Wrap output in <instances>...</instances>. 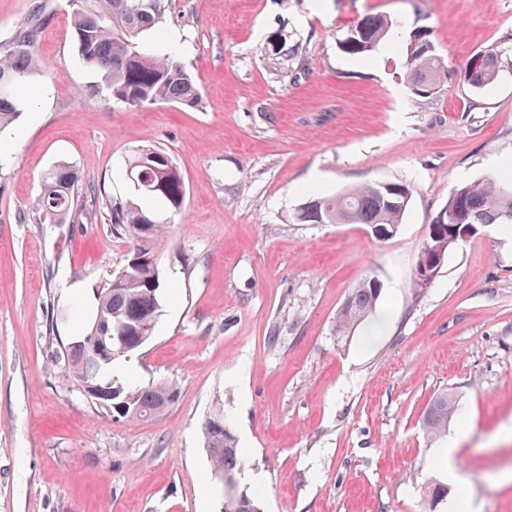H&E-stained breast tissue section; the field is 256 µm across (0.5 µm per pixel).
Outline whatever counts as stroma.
Instances as JSON below:
<instances>
[{
	"instance_id": "stroma-1",
	"label": "stroma",
	"mask_w": 512,
	"mask_h": 512,
	"mask_svg": "<svg viewBox=\"0 0 512 512\" xmlns=\"http://www.w3.org/2000/svg\"><path fill=\"white\" fill-rule=\"evenodd\" d=\"M371 13L399 25L372 55L344 54ZM70 14L58 0L38 42L48 70L0 132V512H223L201 435L216 408L262 512H512V237L479 227L423 295L411 290L452 190L512 185L494 164L512 157V74L480 92L461 77L473 53L512 45V0H326L320 14L310 0H170L154 42L197 79L198 109L88 95L99 77ZM419 27L443 67L426 94L406 68ZM276 35L297 58L275 54ZM139 146L167 151L187 193L159 257L161 316L128 382L169 381L178 398L116 420L60 357L128 251L89 188L124 194ZM59 163L78 170L82 205L36 223L41 176ZM369 182L411 189L392 238L293 218L311 193ZM367 278L393 322L372 342L360 327L338 340L336 313ZM444 390L458 408L431 439L421 418ZM436 480L449 493L433 508Z\"/></svg>"
}]
</instances>
